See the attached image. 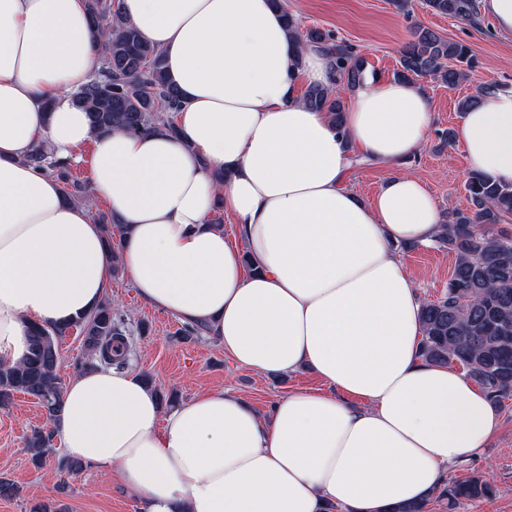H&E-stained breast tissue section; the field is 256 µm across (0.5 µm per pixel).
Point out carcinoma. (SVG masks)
I'll return each mask as SVG.
<instances>
[{
  "mask_svg": "<svg viewBox=\"0 0 512 512\" xmlns=\"http://www.w3.org/2000/svg\"><path fill=\"white\" fill-rule=\"evenodd\" d=\"M273 2L283 10L289 31L298 41L322 45L333 55L342 87L310 86L303 100L341 124L344 95L361 83L364 58L355 46L337 41L328 31L302 28L285 9L283 0ZM425 3L437 14L461 20H473L478 15L476 0ZM87 10L99 38L100 61L89 82L73 94V104L88 112L93 127L100 131L121 128L177 134L175 112L180 100L167 79L162 52L122 17L120 0H87ZM399 63L397 77L410 80L429 76L450 89L478 67L468 45L420 27L401 50ZM26 161L55 176L66 199L89 201L90 189L74 176L70 161L53 158L41 144L32 146ZM464 189L469 209L448 215L435 240L439 247L454 253L455 263L447 293L438 300L422 302L421 353L432 363L461 365L472 382L495 405L503 407L505 401H512V235L491 234L486 227L512 214V186L473 174ZM71 328L82 336L91 356L89 362H75L74 369L123 364L127 352L124 320L106 300L89 315L63 327L34 329L25 361L0 364V406H8L20 392L37 399L49 417L55 416L62 392L61 339ZM50 440L51 434L41 429L31 434L27 451L34 465L46 460ZM493 494V486L481 476L450 481L442 489L450 509Z\"/></svg>",
  "mask_w": 512,
  "mask_h": 512,
  "instance_id": "carcinoma-1",
  "label": "carcinoma"
}]
</instances>
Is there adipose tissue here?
Here are the masks:
<instances>
[{
	"mask_svg": "<svg viewBox=\"0 0 512 512\" xmlns=\"http://www.w3.org/2000/svg\"><path fill=\"white\" fill-rule=\"evenodd\" d=\"M121 11L164 55L178 136L100 134L71 103L99 57L85 0H0V363L26 358L32 325L92 311L118 264L146 304L205 325L241 368L307 369L322 386L267 415L221 389L166 411L140 371L97 367L62 389L53 426L67 456L117 472L145 512L426 500L499 425L481 388L421 356V301L395 252L441 230L434 197L398 170L430 132L427 96L367 77L337 125L296 93L337 85L327 52L291 41L272 0ZM459 137L471 172L512 184V92L483 84ZM36 142L59 157L91 144L119 246L26 162ZM357 153L396 168L370 202L345 186ZM219 210L235 237L211 223Z\"/></svg>",
	"mask_w": 512,
	"mask_h": 512,
	"instance_id": "1",
	"label": "adipose tissue"
}]
</instances>
